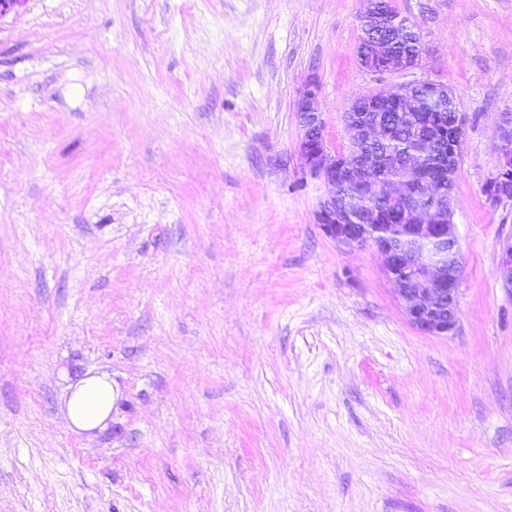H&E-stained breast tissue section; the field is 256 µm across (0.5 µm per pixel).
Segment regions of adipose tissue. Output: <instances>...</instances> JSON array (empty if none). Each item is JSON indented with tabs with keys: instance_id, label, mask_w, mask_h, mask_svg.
<instances>
[{
	"instance_id": "adipose-tissue-1",
	"label": "adipose tissue",
	"mask_w": 512,
	"mask_h": 512,
	"mask_svg": "<svg viewBox=\"0 0 512 512\" xmlns=\"http://www.w3.org/2000/svg\"><path fill=\"white\" fill-rule=\"evenodd\" d=\"M114 390L104 375H87L69 386L66 408L72 422L85 431H101L112 413Z\"/></svg>"
}]
</instances>
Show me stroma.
Wrapping results in <instances>:
<instances>
[{"label":"stroma","mask_w":512,"mask_h":512,"mask_svg":"<svg viewBox=\"0 0 512 512\" xmlns=\"http://www.w3.org/2000/svg\"><path fill=\"white\" fill-rule=\"evenodd\" d=\"M411 71L357 60L361 0H26L0 17V512H512V0H391ZM357 97L446 84L453 332L319 226L299 151ZM109 374L105 431L67 379ZM499 165L496 175L491 179L487 186L486 197L490 204L498 206L501 204L512 203V187L510 184H501L502 170L512 167V114L507 112L503 117V127L501 142L498 145Z\"/></svg>","instance_id":"obj_1"}]
</instances>
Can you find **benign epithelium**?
I'll return each instance as SVG.
<instances>
[{
    "label": "benign epithelium",
    "mask_w": 512,
    "mask_h": 512,
    "mask_svg": "<svg viewBox=\"0 0 512 512\" xmlns=\"http://www.w3.org/2000/svg\"><path fill=\"white\" fill-rule=\"evenodd\" d=\"M375 0H362L359 21L368 34L360 56L361 65L376 73L404 72L418 66L422 42L417 25L405 19L391 33H377ZM318 85L309 81L301 91L297 116L301 129L299 151L309 171L331 186L320 205L319 221L325 234L342 243H371L380 254L383 267L394 283L398 299L409 322L421 333L446 336L458 321V283L462 272L456 224L453 223L450 195L440 187L439 179L430 177L419 182H395L381 194L378 171L389 161L372 151V146L389 139L390 131L382 119L373 116L381 106H397L407 119L419 126H431L433 113H452L449 127L457 138L453 148L436 137L422 140L424 151L440 157L448 165V184H453L462 146L465 114L447 85L435 81L400 84L387 92H369L360 97L365 113H344L349 135V151L333 152L324 138L322 112L317 105ZM502 171L512 167V114L503 117L501 142L498 145ZM342 171L346 181L358 186L351 196L336 188V173ZM496 175L487 186L486 197L498 206L512 203V186L500 183ZM385 196L403 222L390 228L398 232L391 239L377 233L381 216L372 207L373 200ZM497 273L504 287L512 289V241L500 250Z\"/></svg>",
    "instance_id": "benign-epithelium-1"
}]
</instances>
